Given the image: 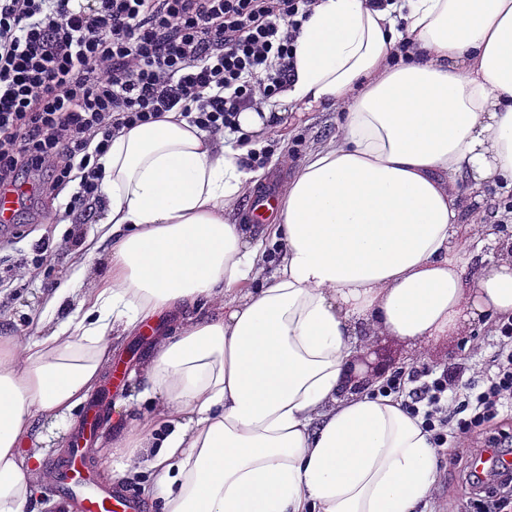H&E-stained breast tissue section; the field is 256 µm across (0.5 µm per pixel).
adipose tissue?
<instances>
[{
  "instance_id": "obj_1",
  "label": "adipose tissue",
  "mask_w": 512,
  "mask_h": 512,
  "mask_svg": "<svg viewBox=\"0 0 512 512\" xmlns=\"http://www.w3.org/2000/svg\"><path fill=\"white\" fill-rule=\"evenodd\" d=\"M286 90L223 134L181 113L123 128L101 159L109 274L55 287L56 326L0 337V512L48 477L39 423L98 386L115 337L182 316L155 345L116 477L151 457L163 512H416L439 448L400 399L344 390L373 337L422 348L512 321V241L483 248L460 181L512 186V0H318ZM336 131L295 164L275 221L240 223L263 172L245 163L291 114ZM478 276L465 280L468 265Z\"/></svg>"
}]
</instances>
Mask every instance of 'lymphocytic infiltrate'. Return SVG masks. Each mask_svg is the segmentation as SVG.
<instances>
[{"label": "lymphocytic infiltrate", "mask_w": 512, "mask_h": 512, "mask_svg": "<svg viewBox=\"0 0 512 512\" xmlns=\"http://www.w3.org/2000/svg\"><path fill=\"white\" fill-rule=\"evenodd\" d=\"M317 0H0V192L35 183L73 223L103 194L100 159L122 128L179 109L218 133L243 108L280 92L293 46ZM496 370L460 392L465 364L416 368L387 382L437 446L512 413V323L500 325ZM483 512L512 504V472L465 471Z\"/></svg>", "instance_id": "lymphocytic-infiltrate-1"}]
</instances>
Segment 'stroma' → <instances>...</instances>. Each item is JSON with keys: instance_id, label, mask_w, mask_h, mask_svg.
Segmentation results:
<instances>
[{"instance_id": "stroma-1", "label": "stroma", "mask_w": 512, "mask_h": 512, "mask_svg": "<svg viewBox=\"0 0 512 512\" xmlns=\"http://www.w3.org/2000/svg\"><path fill=\"white\" fill-rule=\"evenodd\" d=\"M336 117L333 110L312 113L306 120L290 117L287 138H280L276 133L270 136L271 152H279L285 146L296 158H303L312 142L335 132ZM71 192V187H64L53 203L38 195L25 199L16 224L11 225L9 232L0 231V265L26 257L31 260L25 275L0 281V336L26 331L32 320L43 316L54 286L67 281L79 269L89 242L100 236L99 224L94 219L85 224L60 223L59 205L68 200ZM43 243L48 250L41 261H34L35 249ZM381 346L399 372L420 365L439 371L464 360L480 369L488 366L496 351L494 328L490 325L476 327L473 336H455L422 351L389 337L382 338ZM153 348V343H139L134 332L121 336L112 345V359L124 362L126 373L106 400L97 441L90 448L95 477H102L105 453L119 433L114 422L118 410L128 409L141 415L154 413L157 408L155 401L136 399L137 374ZM440 466L446 482L421 512H477L474 496L464 487L461 469L453 456L443 455Z\"/></svg>"}]
</instances>
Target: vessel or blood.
<instances>
[{
    "mask_svg": "<svg viewBox=\"0 0 512 512\" xmlns=\"http://www.w3.org/2000/svg\"><path fill=\"white\" fill-rule=\"evenodd\" d=\"M53 490L62 499L77 501L81 512H146L144 501L134 491L118 484L109 489L97 485L79 447L72 448L58 464Z\"/></svg>",
    "mask_w": 512,
    "mask_h": 512,
    "instance_id": "1",
    "label": "vessel or blood"
}]
</instances>
